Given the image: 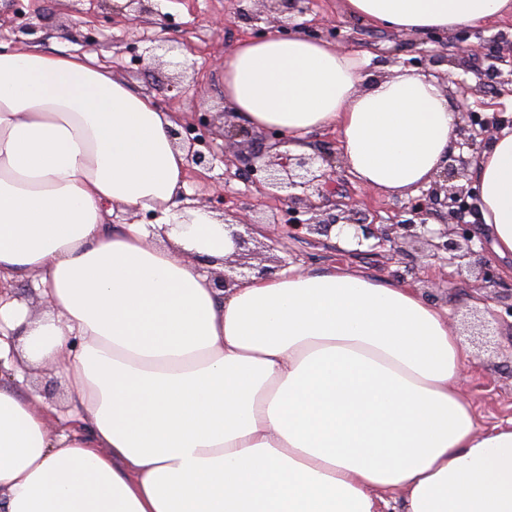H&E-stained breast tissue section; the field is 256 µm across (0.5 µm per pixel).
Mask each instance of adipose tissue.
<instances>
[{"mask_svg": "<svg viewBox=\"0 0 512 512\" xmlns=\"http://www.w3.org/2000/svg\"><path fill=\"white\" fill-rule=\"evenodd\" d=\"M396 32L512 0H346ZM270 32L224 61L238 120L288 150L336 132L361 184L430 183L459 124L414 69ZM178 121L76 54L0 52V512H512V420L480 430L464 346L414 289L334 268L214 288L224 220L187 197ZM481 230L512 259V128L471 164ZM152 224H109L114 211ZM31 278L46 308L9 294ZM57 369L70 410L24 367ZM405 494L395 503V491Z\"/></svg>", "mask_w": 512, "mask_h": 512, "instance_id": "obj_1", "label": "adipose tissue"}]
</instances>
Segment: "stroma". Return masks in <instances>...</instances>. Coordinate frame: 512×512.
<instances>
[{"label": "stroma", "instance_id": "35a3bbf8", "mask_svg": "<svg viewBox=\"0 0 512 512\" xmlns=\"http://www.w3.org/2000/svg\"><path fill=\"white\" fill-rule=\"evenodd\" d=\"M157 13L135 17L133 11L115 14L98 0H0V43L10 48H34L47 54L80 51L94 55L124 79L135 91L149 96L165 111L182 113L192 121L200 112L224 108V60L238 43L255 36L257 26L238 13L237 0H154ZM298 21L304 31L330 39L335 47L354 51L367 62L373 79L392 76L397 67H420L422 34L396 33L346 16L344 0H311ZM479 46L474 66L459 61L449 65L454 79L465 81L466 96L452 94V106L463 105L481 116L512 113V86H493L492 70H512V18L444 34L438 49L454 53L458 36ZM179 45L185 75L170 66L168 54L147 56L152 40ZM340 194L365 202L379 223L402 215L404 196L381 193L365 195L362 187L337 167ZM189 192L196 202L207 203L223 194L237 205L241 215L269 221L279 217L276 203L260 195L236 168L222 158L196 168L188 175ZM275 257L308 273L348 266L378 280L404 283L422 295L433 294V303L447 309L448 323L461 338L466 351L467 373L460 383L481 426L489 427L512 418V316L503 304H495L498 319L490 325V344L471 333L473 302L469 296L475 278L433 259L427 247L404 246L394 255L381 249L361 257H348L336 238L313 240L282 238Z\"/></svg>", "mask_w": 512, "mask_h": 512}]
</instances>
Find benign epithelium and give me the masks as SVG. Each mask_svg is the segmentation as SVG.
I'll return each mask as SVG.
<instances>
[{
    "label": "benign epithelium",
    "mask_w": 512,
    "mask_h": 512,
    "mask_svg": "<svg viewBox=\"0 0 512 512\" xmlns=\"http://www.w3.org/2000/svg\"><path fill=\"white\" fill-rule=\"evenodd\" d=\"M262 9L256 17H265L268 22L278 24L283 30L290 29L288 21L307 11L305 0H259ZM502 123L499 116L477 118L469 115L468 122L457 127L455 138L448 146L446 160L434 177L429 188L411 199L406 207L407 218L396 224H377L368 221V214L356 205L336 199L334 183V161L328 154L318 151L313 154H292L280 150L284 139L267 130L255 138L246 127L234 124L224 127V140L228 142L231 155L224 156V162L242 164L247 168L251 182L268 197L282 202L288 212V235L297 239L331 233L341 236L351 234L352 248L346 253L352 256L365 254V249L390 247L396 252L401 241L406 239L424 240L433 248L435 255L446 253L443 261L449 265L480 269L481 280L493 282L494 271L483 260L480 252L473 249L474 225L467 224L463 215L478 213L476 194L470 185H458V181L470 165L472 158L454 149L466 148L477 152L481 143L491 139ZM211 115L204 112L192 124L182 129L171 130L172 138L188 147V160L196 166L206 167L214 159L209 143ZM224 210V231L228 233L233 251L224 256V264L230 269L240 268V276L250 270L258 278H267L288 267L286 260H278L273 266L252 265L248 262L249 243L259 233L258 224L244 219L218 201ZM436 215L443 220L435 228L428 219Z\"/></svg>",
    "instance_id": "obj_1"
}]
</instances>
